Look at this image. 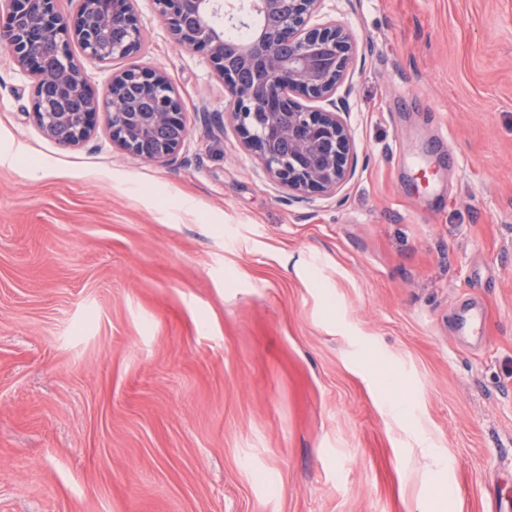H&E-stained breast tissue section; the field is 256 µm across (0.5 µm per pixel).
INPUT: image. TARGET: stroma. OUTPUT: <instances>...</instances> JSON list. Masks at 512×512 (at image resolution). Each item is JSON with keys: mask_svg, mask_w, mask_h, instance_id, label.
<instances>
[{"mask_svg": "<svg viewBox=\"0 0 512 512\" xmlns=\"http://www.w3.org/2000/svg\"><path fill=\"white\" fill-rule=\"evenodd\" d=\"M132 6L139 53L71 51L168 76L165 164L46 136L0 42V512H512V0H325L356 161L303 198Z\"/></svg>", "mask_w": 512, "mask_h": 512, "instance_id": "1", "label": "stroma"}]
</instances>
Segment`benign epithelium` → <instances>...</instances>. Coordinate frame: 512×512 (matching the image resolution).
<instances>
[{
    "label": "benign epithelium",
    "instance_id": "benign-epithelium-1",
    "mask_svg": "<svg viewBox=\"0 0 512 512\" xmlns=\"http://www.w3.org/2000/svg\"><path fill=\"white\" fill-rule=\"evenodd\" d=\"M324 0H251L263 22L245 41L224 38L210 16L250 27L251 14L233 0H156L179 43L203 51L231 96L228 113L243 147L260 161L268 178L299 194L329 195L349 177L354 146L336 106V89L357 54L350 33L333 21L315 23ZM0 36L33 79L32 116L41 131L64 145L77 146L96 128L99 97L80 68L64 91L80 111L52 106L46 86L48 63L36 50L54 42L58 60L72 63L76 42L91 58L114 62L136 53L142 35L130 0H81L76 15L59 0H4ZM305 99H323L327 109H311ZM112 142L128 154L156 163L175 157L187 138L180 97L163 74L125 68L112 75L104 104Z\"/></svg>",
    "mask_w": 512,
    "mask_h": 512
}]
</instances>
